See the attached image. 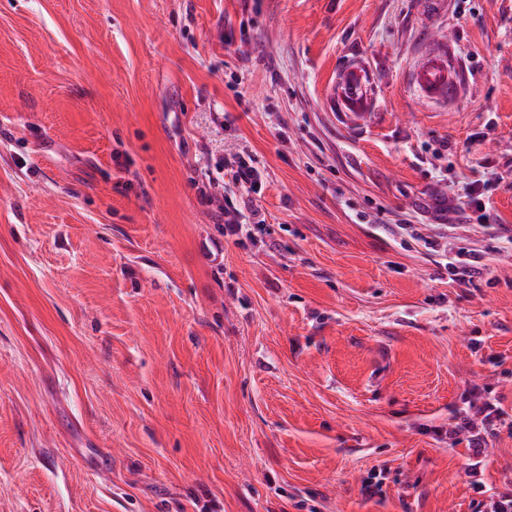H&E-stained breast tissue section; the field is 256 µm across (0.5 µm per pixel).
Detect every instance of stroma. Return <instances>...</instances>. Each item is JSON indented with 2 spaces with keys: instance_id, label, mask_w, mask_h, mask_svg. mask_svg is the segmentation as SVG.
I'll use <instances>...</instances> for the list:
<instances>
[{
  "instance_id": "obj_1",
  "label": "stroma",
  "mask_w": 512,
  "mask_h": 512,
  "mask_svg": "<svg viewBox=\"0 0 512 512\" xmlns=\"http://www.w3.org/2000/svg\"><path fill=\"white\" fill-rule=\"evenodd\" d=\"M242 149L239 242L199 189ZM477 184L487 229L450 211ZM408 221L437 250L386 230ZM462 248L489 266L467 286ZM474 385L502 416L472 479L435 430ZM509 490L512 0H0V512ZM227 162L231 166L235 183L240 185L244 191L235 202L227 200L224 206H220V214L224 215V234L225 236L234 237L242 234L244 224H248L246 222V212L249 213L248 218L252 216L256 219L261 215L250 197V190L258 182L260 172L253 165V159L249 157V161H247L242 153L231 155V159ZM484 259L485 256L474 249H461L454 256L448 257L447 267L459 283L470 284L488 269ZM457 263H463L461 270L456 266Z\"/></svg>"
}]
</instances>
